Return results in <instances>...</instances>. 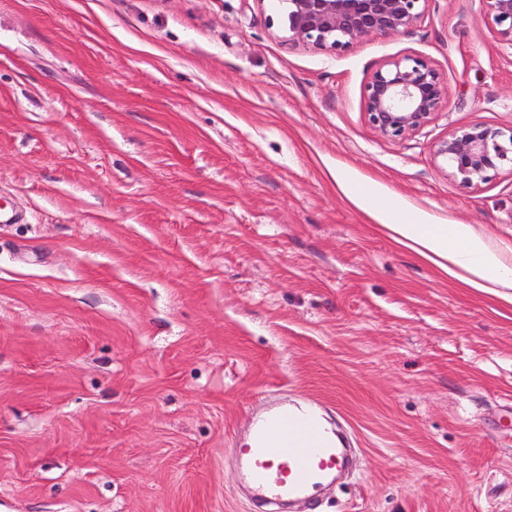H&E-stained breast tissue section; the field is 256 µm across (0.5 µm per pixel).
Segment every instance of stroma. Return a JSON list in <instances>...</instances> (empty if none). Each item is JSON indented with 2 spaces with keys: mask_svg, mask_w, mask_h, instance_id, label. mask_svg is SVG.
<instances>
[{
  "mask_svg": "<svg viewBox=\"0 0 512 512\" xmlns=\"http://www.w3.org/2000/svg\"><path fill=\"white\" fill-rule=\"evenodd\" d=\"M282 9L0 0V512H266L235 450L296 406L357 460L295 512H512V303L376 212L512 263V171L434 155L512 129V48L479 0L340 54ZM405 55L448 98L389 140L363 90ZM434 154L449 164L452 177L470 187L486 182L506 165L512 171V129L471 126L436 145Z\"/></svg>",
  "mask_w": 512,
  "mask_h": 512,
  "instance_id": "1",
  "label": "stroma"
}]
</instances>
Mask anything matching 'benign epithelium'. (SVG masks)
I'll return each instance as SVG.
<instances>
[{"label": "benign epithelium", "instance_id": "1", "mask_svg": "<svg viewBox=\"0 0 512 512\" xmlns=\"http://www.w3.org/2000/svg\"><path fill=\"white\" fill-rule=\"evenodd\" d=\"M278 37L295 48L345 52L368 37L400 33L424 16L428 0H284ZM488 21L512 46V0H480ZM448 97V84L419 56L382 64L363 90L367 123L381 137L399 140L429 123ZM434 154L452 177L470 187L512 166V129L471 126L438 142Z\"/></svg>", "mask_w": 512, "mask_h": 512}]
</instances>
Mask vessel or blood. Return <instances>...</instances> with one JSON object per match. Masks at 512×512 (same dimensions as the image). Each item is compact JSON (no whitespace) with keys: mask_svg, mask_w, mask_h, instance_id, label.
<instances>
[{"mask_svg":"<svg viewBox=\"0 0 512 512\" xmlns=\"http://www.w3.org/2000/svg\"><path fill=\"white\" fill-rule=\"evenodd\" d=\"M288 424L284 416L260 424L251 444L236 450L254 490L271 502L308 498L345 460L336 440L313 443L311 427L297 429L293 439L281 438L278 430Z\"/></svg>","mask_w":512,"mask_h":512,"instance_id":"b4317fda","label":"vessel or blood"}]
</instances>
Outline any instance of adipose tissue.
Returning a JSON list of instances; mask_svg holds the SVG:
<instances>
[{"label":"adipose tissue","mask_w":512,"mask_h":512,"mask_svg":"<svg viewBox=\"0 0 512 512\" xmlns=\"http://www.w3.org/2000/svg\"><path fill=\"white\" fill-rule=\"evenodd\" d=\"M392 230L401 243L468 287L497 288L512 301V263L503 260L469 225L419 224L404 215Z\"/></svg>","instance_id":"adipose-tissue-1"}]
</instances>
